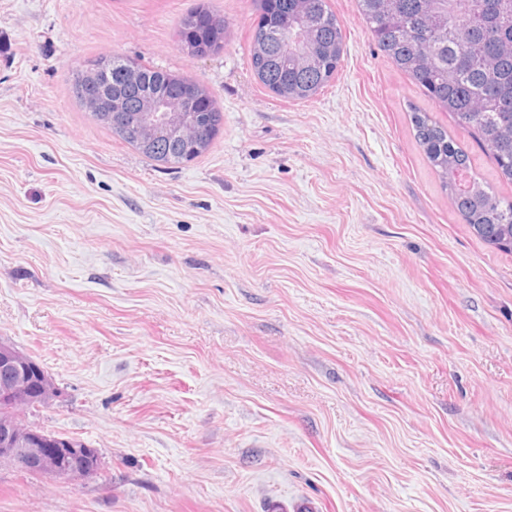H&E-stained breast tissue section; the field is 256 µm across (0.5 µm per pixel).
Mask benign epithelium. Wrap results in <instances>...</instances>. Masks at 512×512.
<instances>
[{"label":"benign epithelium","mask_w":512,"mask_h":512,"mask_svg":"<svg viewBox=\"0 0 512 512\" xmlns=\"http://www.w3.org/2000/svg\"><path fill=\"white\" fill-rule=\"evenodd\" d=\"M61 397L45 369L0 338V466L37 469L55 480H73L97 471L94 449L27 421L31 411L47 408Z\"/></svg>","instance_id":"benign-epithelium-1"}]
</instances>
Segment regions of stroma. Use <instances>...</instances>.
I'll return each mask as SVG.
<instances>
[{
	"label": "stroma",
	"instance_id": "1",
	"mask_svg": "<svg viewBox=\"0 0 512 512\" xmlns=\"http://www.w3.org/2000/svg\"><path fill=\"white\" fill-rule=\"evenodd\" d=\"M198 0H0V338L63 392L30 422L99 454L0 468V512H512V254L477 239L417 146L433 113L356 0L338 74L286 102L249 64L251 0L191 58ZM118 54L202 80L209 151L159 165L72 73ZM200 3L186 13L179 21L178 38L182 52L190 57H197L199 53L210 52L218 54L224 50L225 24L218 14L205 3ZM204 14L201 17V14ZM187 41V48L181 43Z\"/></svg>",
	"mask_w": 512,
	"mask_h": 512
}]
</instances>
